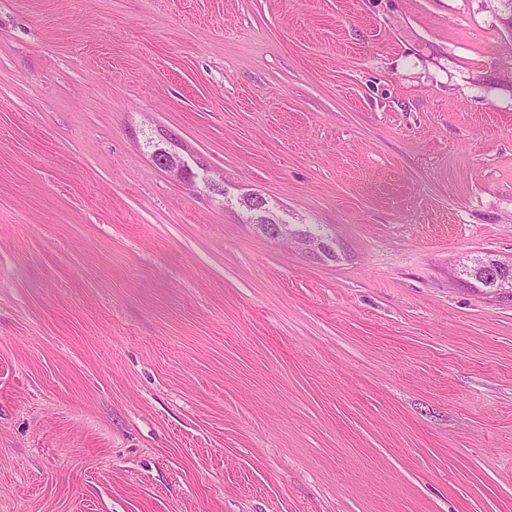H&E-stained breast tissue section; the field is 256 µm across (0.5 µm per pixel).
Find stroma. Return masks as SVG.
<instances>
[{
    "label": "stroma",
    "mask_w": 512,
    "mask_h": 512,
    "mask_svg": "<svg viewBox=\"0 0 512 512\" xmlns=\"http://www.w3.org/2000/svg\"><path fill=\"white\" fill-rule=\"evenodd\" d=\"M505 15L0 0V512H512Z\"/></svg>",
    "instance_id": "1"
}]
</instances>
